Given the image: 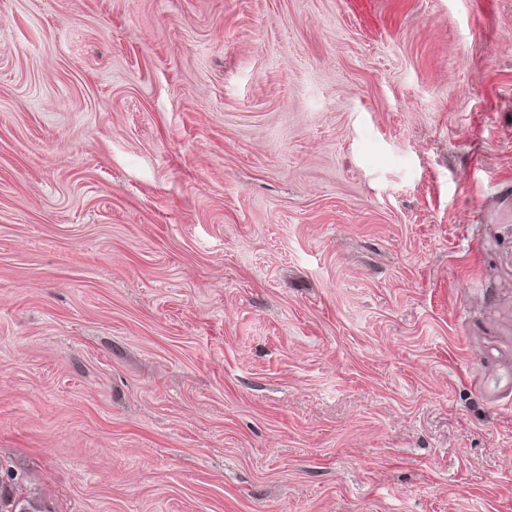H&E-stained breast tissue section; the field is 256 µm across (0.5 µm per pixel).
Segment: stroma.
<instances>
[{"label": "stroma", "instance_id": "35a3bbf8", "mask_svg": "<svg viewBox=\"0 0 512 512\" xmlns=\"http://www.w3.org/2000/svg\"><path fill=\"white\" fill-rule=\"evenodd\" d=\"M0 463L512 512V0H0Z\"/></svg>", "mask_w": 512, "mask_h": 512}]
</instances>
